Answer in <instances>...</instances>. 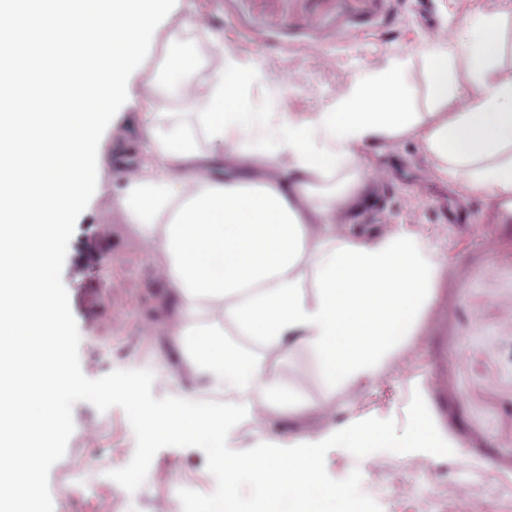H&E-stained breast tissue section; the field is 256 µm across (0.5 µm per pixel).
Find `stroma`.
I'll return each mask as SVG.
<instances>
[{
  "instance_id": "obj_1",
  "label": "stroma",
  "mask_w": 512,
  "mask_h": 512,
  "mask_svg": "<svg viewBox=\"0 0 512 512\" xmlns=\"http://www.w3.org/2000/svg\"><path fill=\"white\" fill-rule=\"evenodd\" d=\"M197 8L216 9L225 44L241 46L239 63L257 72L250 103L265 112L310 116L341 95L353 74L384 70L396 58L409 60L406 81L419 111H428L429 79L417 51L428 43L431 18L454 27L476 13L501 15L495 62L512 79V0H428L423 9L416 0H173L160 21L163 32L181 31L198 55L219 66L222 56L192 26ZM326 55L336 58L335 75L321 65ZM281 72L299 76L283 93L275 81ZM375 166L389 179L379 212L362 230L411 225L446 273L416 336L386 364L379 385L362 394L344 389L336 398L346 415L376 414L392 427L425 401L450 448L437 462L415 448H325L322 476L351 489L355 512H466L470 502L479 512H512V214L493 198L472 196L464 177L437 174L422 130L389 138L348 170L364 176ZM122 180L120 170L102 168L99 189L51 260L67 314V365L82 390L70 398L69 425L41 470L40 496L52 512H96L103 500L111 512H156L161 502L169 512H194L224 484L209 449L163 438L142 449L127 399L112 393L115 380L138 370L160 371L162 382L148 389L154 400L192 388L177 360H160L163 337L140 333L142 323L162 322L167 307L152 247L119 214ZM116 310L125 315L119 328L112 325ZM264 363L306 405L289 431L315 434L336 424L320 409L325 390L308 351ZM437 377L447 379V391L434 388ZM378 461L384 470H375ZM100 462L115 472L114 481L93 472ZM77 464L88 466L87 483L64 491L59 474ZM423 472L432 486L420 484ZM401 482L408 494L391 499L390 487Z\"/></svg>"
}]
</instances>
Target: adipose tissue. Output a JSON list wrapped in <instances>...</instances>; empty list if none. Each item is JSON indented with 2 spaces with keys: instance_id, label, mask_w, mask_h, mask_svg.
I'll use <instances>...</instances> for the list:
<instances>
[{
  "instance_id": "1",
  "label": "adipose tissue",
  "mask_w": 512,
  "mask_h": 512,
  "mask_svg": "<svg viewBox=\"0 0 512 512\" xmlns=\"http://www.w3.org/2000/svg\"><path fill=\"white\" fill-rule=\"evenodd\" d=\"M170 7L171 0H0V57L11 72L0 78V512H38L34 462L68 427L79 383L67 368L66 312L51 258L101 166L123 162V150L103 152L99 131L116 125L120 105L131 101L144 160L124 181L121 214L156 253L172 306L163 328L183 373L236 396L204 406L184 392L157 405L138 380H126L143 447L162 436L211 448L224 492L200 512H349L350 493L322 479L318 451L378 447L386 429L375 417L315 435L262 421L255 431L270 454L232 457L224 449L248 404L262 403L283 423L303 407L266 370L259 349L309 351L327 399L341 388L365 391L415 336L445 273L409 225L337 234V208L353 212L371 200L365 178L337 180L346 162L420 128L440 174L464 175L472 195L512 213V158L501 157L512 147V79L494 63L500 17L474 14L451 42L420 49L436 104L430 124L414 110L406 61L356 73L332 105L303 120L248 110L242 83L227 76L239 67L230 56L211 71L185 122L154 112L153 96L129 81L143 49L160 38L172 85L196 68L180 32L159 34ZM63 14L73 27L61 25ZM88 43L102 50L97 84L83 77ZM44 82L55 94L31 107L34 86ZM464 86L466 109L448 111ZM60 148L72 156L64 169L51 159ZM228 325L236 340L226 339ZM400 440L405 448L448 445L422 404Z\"/></svg>"
}]
</instances>
